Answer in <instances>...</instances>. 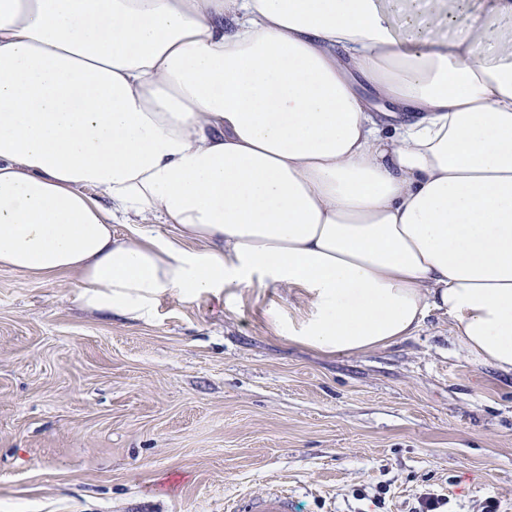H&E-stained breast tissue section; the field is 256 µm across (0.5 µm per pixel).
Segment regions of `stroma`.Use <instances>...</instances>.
I'll return each instance as SVG.
<instances>
[{
	"instance_id": "35a3bbf8",
	"label": "stroma",
	"mask_w": 512,
	"mask_h": 512,
	"mask_svg": "<svg viewBox=\"0 0 512 512\" xmlns=\"http://www.w3.org/2000/svg\"><path fill=\"white\" fill-rule=\"evenodd\" d=\"M402 39L470 34L455 0H388ZM75 275L0 269V512H226L280 487L291 512H512V376L431 313L386 348L284 343L298 288L171 292L141 318L89 313Z\"/></svg>"
}]
</instances>
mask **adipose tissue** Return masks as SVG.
Here are the masks:
<instances>
[{"label":"adipose tissue","instance_id":"obj_1","mask_svg":"<svg viewBox=\"0 0 512 512\" xmlns=\"http://www.w3.org/2000/svg\"><path fill=\"white\" fill-rule=\"evenodd\" d=\"M505 16L415 48L383 0H0V268L140 317L297 287L287 340L325 354L437 311L512 374Z\"/></svg>","mask_w":512,"mask_h":512}]
</instances>
